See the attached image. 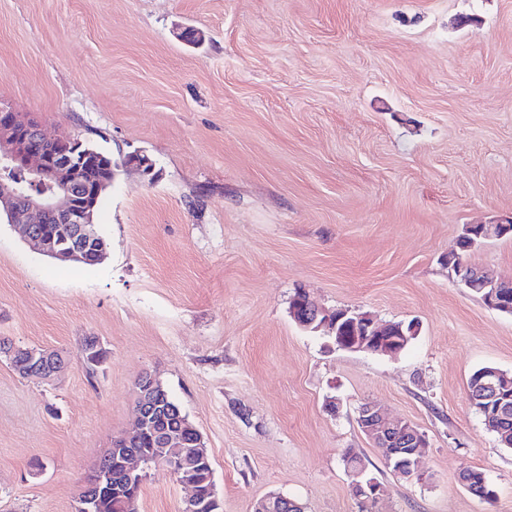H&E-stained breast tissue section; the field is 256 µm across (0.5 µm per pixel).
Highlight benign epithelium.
I'll return each mask as SVG.
<instances>
[{
    "label": "benign epithelium",
    "instance_id": "1",
    "mask_svg": "<svg viewBox=\"0 0 512 512\" xmlns=\"http://www.w3.org/2000/svg\"><path fill=\"white\" fill-rule=\"evenodd\" d=\"M87 156L82 141L63 136L48 138L36 119L25 118L0 103V211H5L10 223L18 224L22 236L45 255L84 261L87 255L104 250V240L92 214L111 178L107 173L92 176ZM39 224L58 225V234H44L37 228ZM471 229L477 232V239L469 241V249L482 239H500L512 233V225L506 222L475 224ZM458 255L456 248L448 252V260H458ZM456 277L469 292L480 295L487 307L512 309V302H507L501 294L503 282L464 260H458ZM292 315L306 329H327L336 346L346 351L396 356L418 333V324L414 322L398 325L379 322L366 312L329 310L315 303H307L301 310L292 309ZM0 356L26 368V374H37L43 379L53 377L64 363L58 351L5 341L0 343ZM484 379L476 395L480 401L497 403L495 411L489 412V419L506 438L512 432L500 428L499 423L509 419L506 402L512 400V375L494 369ZM137 396L134 432L152 430L154 448L144 455L134 448L112 445L105 462L86 480L80 505L84 512H93L103 492L142 480L146 468L153 463L169 469L177 465L188 469L194 459L205 455L202 439L189 448L182 431L158 427L166 395L157 387L155 375L150 372L141 375ZM357 420L361 430L386 448L389 458L396 461L395 474L407 470L414 477L421 475L419 454L428 447L423 432L405 420L386 418L370 403L360 407ZM350 476L354 495L368 504L377 503L381 485L373 478H365L362 467L351 470Z\"/></svg>",
    "mask_w": 512,
    "mask_h": 512
}]
</instances>
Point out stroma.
I'll use <instances>...</instances> for the list:
<instances>
[{"mask_svg": "<svg viewBox=\"0 0 512 512\" xmlns=\"http://www.w3.org/2000/svg\"><path fill=\"white\" fill-rule=\"evenodd\" d=\"M0 102L155 173L118 169L95 266L0 218V337L65 360L45 380L0 359V512H74L146 371L202 434L220 512H358L349 450L380 512H512V450L467 388L512 373V315L447 266L465 226L512 216V0H0ZM467 261L512 280V238ZM299 290L420 333L394 357L337 349L293 321ZM365 403L425 434L423 480L391 473ZM189 494L151 468L138 512ZM343 465L345 470L354 468L356 465L362 463L361 459L354 454L344 455ZM364 467H355L349 471L352 478V489L354 495L368 504H376L379 500L378 494L381 491V485L373 478L367 479L364 477ZM459 480L474 496L492 502L496 497V491L486 478L485 474L470 467L463 468L459 474Z\"/></svg>", "mask_w": 512, "mask_h": 512, "instance_id": "35a3bbf8", "label": "stroma"}]
</instances>
